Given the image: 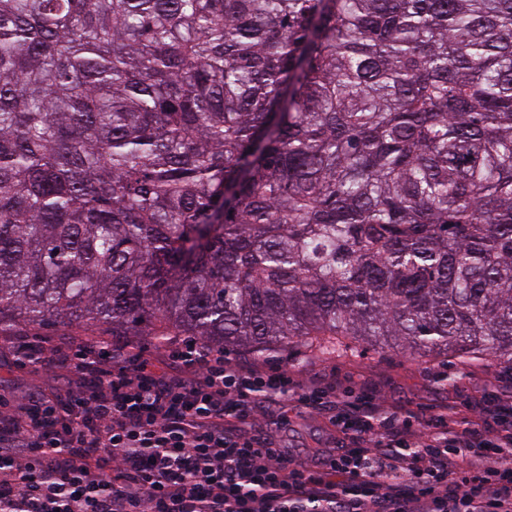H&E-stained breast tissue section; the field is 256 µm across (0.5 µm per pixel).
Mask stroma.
I'll use <instances>...</instances> for the list:
<instances>
[{
    "mask_svg": "<svg viewBox=\"0 0 512 512\" xmlns=\"http://www.w3.org/2000/svg\"><path fill=\"white\" fill-rule=\"evenodd\" d=\"M287 357L290 372L302 384H312L317 376L328 375L335 379L336 392L342 397L367 391L388 406L421 408L429 413L441 409L463 419L481 412L497 391L512 386V366L507 364L489 369L465 366L454 358L425 363L392 349L382 354L366 349L330 354L291 351ZM72 378V373L62 371L48 380H39L31 368L16 366L11 343L0 335L1 395L62 394ZM256 427L271 434L280 448L295 456L325 447L336 433L327 417L292 401L262 408Z\"/></svg>",
    "mask_w": 512,
    "mask_h": 512,
    "instance_id": "1",
    "label": "stroma"
}]
</instances>
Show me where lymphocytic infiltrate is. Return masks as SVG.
Instances as JSON below:
<instances>
[{
  "label": "lymphocytic infiltrate",
  "mask_w": 512,
  "mask_h": 512,
  "mask_svg": "<svg viewBox=\"0 0 512 512\" xmlns=\"http://www.w3.org/2000/svg\"><path fill=\"white\" fill-rule=\"evenodd\" d=\"M165 365L111 342L64 355L22 339L18 364L74 367L65 398L0 396V512H512V389L455 430L281 360L227 357L194 337ZM330 413L335 448L305 458L255 429L268 395Z\"/></svg>",
  "instance_id": "1"
}]
</instances>
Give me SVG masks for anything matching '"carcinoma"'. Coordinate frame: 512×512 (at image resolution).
Wrapping results in <instances>:
<instances>
[{
  "label": "carcinoma",
  "mask_w": 512,
  "mask_h": 512,
  "mask_svg": "<svg viewBox=\"0 0 512 512\" xmlns=\"http://www.w3.org/2000/svg\"><path fill=\"white\" fill-rule=\"evenodd\" d=\"M512 363V0H0V335Z\"/></svg>",
  "instance_id": "1"
}]
</instances>
